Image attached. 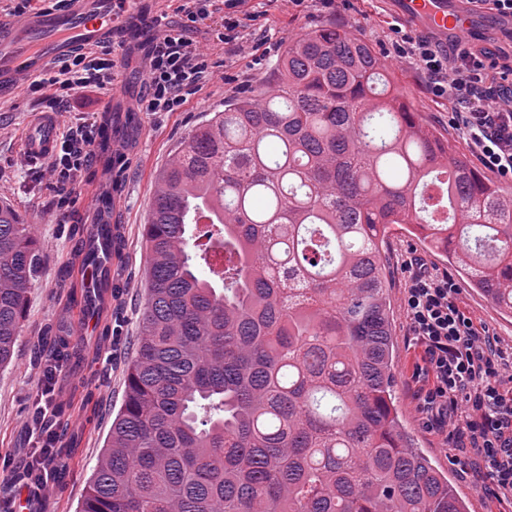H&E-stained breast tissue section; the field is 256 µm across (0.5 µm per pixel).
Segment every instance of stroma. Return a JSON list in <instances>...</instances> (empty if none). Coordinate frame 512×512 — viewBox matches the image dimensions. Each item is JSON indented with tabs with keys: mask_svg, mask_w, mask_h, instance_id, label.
Listing matches in <instances>:
<instances>
[{
	"mask_svg": "<svg viewBox=\"0 0 512 512\" xmlns=\"http://www.w3.org/2000/svg\"><path fill=\"white\" fill-rule=\"evenodd\" d=\"M244 9L254 21L242 29L244 49L226 53L218 39L219 26L195 32L200 50L207 55L215 78L178 112L157 114L113 112L120 132L112 146L121 163L115 168V199L112 222L118 229L112 253L113 295L97 317L75 310L81 293L74 258L82 228L92 218L84 200L103 186V156H95L81 182L67 196H60L45 175L46 166L28 162L23 154L26 129L41 107L28 93L0 105V200L10 203L31 224L42 244L41 273L29 290L22 327L7 366L0 367V498L16 496L21 477L37 446L28 427L36 414L43 378L44 341L61 335L78 358L61 360L56 375L57 397L48 422L56 428V469L49 489L40 493L38 512H78L90 477L112 428V420L125 396L127 367L134 356L141 311L145 303L146 247L143 226L147 223L155 178L173 154L183 148L200 123L223 111L227 99L258 88L271 73L284 41L315 27L333 22L358 28L390 70L421 121L449 138L461 153H468L465 138L448 125L451 107L447 97L429 92L410 61L397 58L392 43L394 22L416 37L438 41L454 49L458 35L438 36L399 11L396 0H336L325 10L320 0L295 7L291 0H246ZM471 43L495 53H512V29L500 16L481 12ZM417 250L436 269L445 271V258L427 250L414 234L396 229L387 239L384 261L389 272L387 290L393 314V334L398 369L396 402L404 432L438 468L447 471L451 483L468 502L469 512H498L500 505L490 490L480 489L472 475L460 473L450 459L443 435L430 431L412 400L408 387L417 352L406 334L404 316L405 273L401 262ZM461 300L473 317L486 324L505 342H512V319L497 310L474 289L461 290Z\"/></svg>",
	"mask_w": 512,
	"mask_h": 512,
	"instance_id": "35a3bbf8",
	"label": "stroma"
}]
</instances>
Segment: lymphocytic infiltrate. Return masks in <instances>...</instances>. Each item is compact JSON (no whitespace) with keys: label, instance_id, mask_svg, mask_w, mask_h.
<instances>
[{"label":"lymphocytic infiltrate","instance_id":"lymphocytic-infiltrate-1","mask_svg":"<svg viewBox=\"0 0 512 512\" xmlns=\"http://www.w3.org/2000/svg\"><path fill=\"white\" fill-rule=\"evenodd\" d=\"M209 2L183 0L182 22L154 26L141 67L143 90L134 103L138 111H178L212 79L207 59L189 36L210 24ZM395 52L412 61L434 93L447 96L454 106L449 125L481 165L512 180V92L499 81L512 74V62L492 60L490 52L465 40L448 54L429 39L408 35ZM118 77L114 58L81 51L25 84L39 101L58 109L78 92L109 90ZM94 127L86 121L60 132L47 168L60 187L78 185L94 156ZM402 265L410 272L404 286L407 334L421 352L414 373L422 384L417 408L438 428H453L464 471L492 485L497 500H512V344L464 310L447 272L412 254Z\"/></svg>","mask_w":512,"mask_h":512}]
</instances>
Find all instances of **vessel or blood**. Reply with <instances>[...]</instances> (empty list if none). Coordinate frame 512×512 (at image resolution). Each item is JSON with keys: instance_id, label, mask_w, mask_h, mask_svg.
<instances>
[{"instance_id": "1", "label": "vessel or blood", "mask_w": 512, "mask_h": 512, "mask_svg": "<svg viewBox=\"0 0 512 512\" xmlns=\"http://www.w3.org/2000/svg\"><path fill=\"white\" fill-rule=\"evenodd\" d=\"M404 13L440 33L474 32V7L469 0H403ZM155 11L133 8L132 0H40L37 8L0 17V102L18 96L25 76L70 57L78 49H128L152 30ZM58 127L54 113L42 112L30 123L24 152L45 161L53 154ZM112 188H103L87 205L96 216L86 229V252L76 263L84 277V306L103 305L99 290L112 281L107 238L113 229Z\"/></svg>"}]
</instances>
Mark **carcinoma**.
Here are the masks:
<instances>
[{"instance_id": "cac0c4a2", "label": "carcinoma", "mask_w": 512, "mask_h": 512, "mask_svg": "<svg viewBox=\"0 0 512 512\" xmlns=\"http://www.w3.org/2000/svg\"><path fill=\"white\" fill-rule=\"evenodd\" d=\"M512 317V195L327 23L157 176L123 407L80 512H468L395 403L397 226ZM0 203V366L40 268Z\"/></svg>"}]
</instances>
